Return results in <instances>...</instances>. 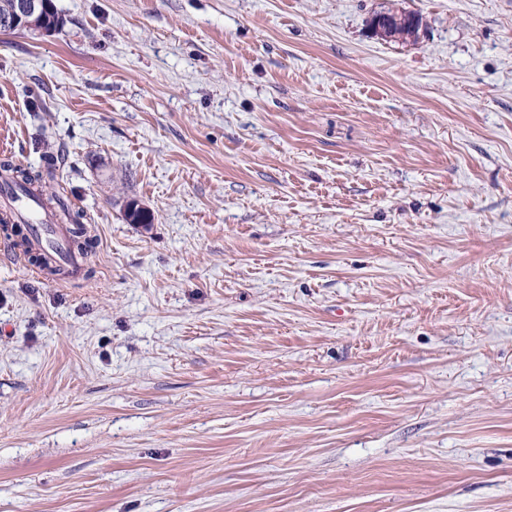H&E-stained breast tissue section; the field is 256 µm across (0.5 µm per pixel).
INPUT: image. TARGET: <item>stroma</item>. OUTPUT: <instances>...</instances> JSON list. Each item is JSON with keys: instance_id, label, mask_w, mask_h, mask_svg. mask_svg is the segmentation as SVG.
Instances as JSON below:
<instances>
[{"instance_id": "1", "label": "stroma", "mask_w": 512, "mask_h": 512, "mask_svg": "<svg viewBox=\"0 0 512 512\" xmlns=\"http://www.w3.org/2000/svg\"><path fill=\"white\" fill-rule=\"evenodd\" d=\"M54 4L0 151L96 247L0 226V512H512V0ZM394 27H404L411 34L410 39H414L421 27L420 16L410 11L383 9L372 14L369 20L371 33L380 39H389L387 41H402L398 38H391L390 33ZM48 204L50 208L53 205L52 208L58 209L62 219L67 221L68 224L71 223L77 226L73 231V245H75L81 252H91L93 248L92 240L85 236V229L82 226L85 218L84 212L79 209H73L60 195H55ZM48 204H45L42 200L40 201V207L42 209L48 208ZM82 237H84L83 241L80 240ZM22 209L31 224L30 245L43 251L53 263L66 264L73 275L82 272V265L68 241V230L61 224H48L33 197L23 199Z\"/></svg>"}]
</instances>
